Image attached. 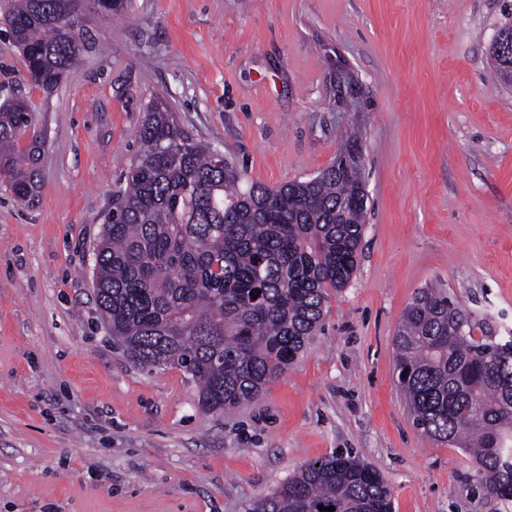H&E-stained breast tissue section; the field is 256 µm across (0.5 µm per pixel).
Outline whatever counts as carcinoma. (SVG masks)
<instances>
[{
	"label": "carcinoma",
	"mask_w": 512,
	"mask_h": 512,
	"mask_svg": "<svg viewBox=\"0 0 512 512\" xmlns=\"http://www.w3.org/2000/svg\"><path fill=\"white\" fill-rule=\"evenodd\" d=\"M128 0H94L102 18ZM74 0H5L4 22L33 84L50 94L93 48L87 20H58ZM137 150L93 247V291L112 343L142 368H178L199 403L222 413L257 400L306 351L329 291L352 280L367 197L349 135L313 177L248 182L163 100L150 102ZM45 139L29 102L0 103V181L38 193ZM257 298H252L251 294ZM398 385L417 427L467 448L483 491L512 500V341L473 336L472 318L436 288L419 290L394 336ZM392 512L378 469L340 453L302 465L248 512Z\"/></svg>",
	"instance_id": "obj_1"
}]
</instances>
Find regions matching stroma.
<instances>
[{"label": "stroma", "mask_w": 512, "mask_h": 512, "mask_svg": "<svg viewBox=\"0 0 512 512\" xmlns=\"http://www.w3.org/2000/svg\"><path fill=\"white\" fill-rule=\"evenodd\" d=\"M512 0H129L53 94L0 23V99L45 135L31 205L0 186V512H247L301 465L352 452L394 512H512L470 456L418 429L393 336L435 286L475 337L512 338V86L489 45ZM248 180L311 177L362 145L357 270L261 397L206 411L99 322L92 250L148 100Z\"/></svg>", "instance_id": "1"}]
</instances>
